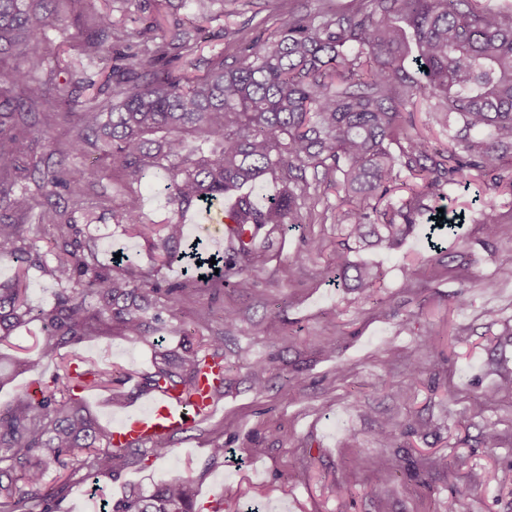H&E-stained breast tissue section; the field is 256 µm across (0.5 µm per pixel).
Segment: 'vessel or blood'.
Listing matches in <instances>:
<instances>
[{
    "instance_id": "vessel-or-blood-1",
    "label": "vessel or blood",
    "mask_w": 512,
    "mask_h": 512,
    "mask_svg": "<svg viewBox=\"0 0 512 512\" xmlns=\"http://www.w3.org/2000/svg\"><path fill=\"white\" fill-rule=\"evenodd\" d=\"M216 405L208 379H200L191 399L164 390L150 401L127 412L112 426V445L124 448L147 446L190 429L197 419L212 415Z\"/></svg>"
}]
</instances>
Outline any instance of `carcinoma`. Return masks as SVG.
I'll return each instance as SVG.
<instances>
[{"label": "carcinoma", "mask_w": 512, "mask_h": 512, "mask_svg": "<svg viewBox=\"0 0 512 512\" xmlns=\"http://www.w3.org/2000/svg\"><path fill=\"white\" fill-rule=\"evenodd\" d=\"M316 13L288 11L279 27L246 42L238 54L211 63L201 75L191 53L201 25L166 31L156 19L132 30L100 11L95 0H0V254L12 259V279L0 282V345L40 321L45 334L24 367L37 372L60 359L41 397L18 393L0 410V512H59L60 489L47 485L51 464L80 461L112 476L129 455L112 449L78 397L112 393V369L71 350L102 330L117 328L133 342L183 332L177 312L199 290L185 277L162 285V269L185 258L184 218L235 195L229 231L232 252L212 283L252 292L268 262L266 244L284 226L305 223L319 189L341 195L335 223L362 249H398L420 224L439 223L428 236L440 249L456 220L437 221V202L450 185L481 179L493 191L512 189V3L481 0H322ZM55 3L89 34L75 47L79 67L55 82L57 70L40 49ZM104 76L96 84L92 75ZM430 102L434 121L448 129L450 147L436 149L415 129L411 100ZM67 128L60 140L56 131ZM47 153L35 159L33 145ZM99 164L78 167L88 150ZM312 180H307V171ZM164 173L158 190L174 218L143 219L140 193L117 200L112 182L140 184ZM416 179L406 196L380 203L401 173ZM271 180L278 191L259 202L245 187ZM38 211L37 224L25 218ZM106 218L147 242L153 265L130 253L106 264L88 238V225ZM479 222L492 239L504 223L494 195L482 201ZM52 230L51 259L33 249L32 234ZM336 277L367 298L379 271L371 262L336 252ZM59 286L53 305L27 299L30 271ZM161 292L164 300H153ZM224 367V335L188 342L179 354L158 352L141 386L192 393L208 367ZM258 391L270 377L252 363ZM112 512H192L191 478L175 476L152 492L131 495Z\"/></svg>", "instance_id": "obj_1"}]
</instances>
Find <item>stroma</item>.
Wrapping results in <instances>:
<instances>
[{"instance_id": "1", "label": "stroma", "mask_w": 512, "mask_h": 512, "mask_svg": "<svg viewBox=\"0 0 512 512\" xmlns=\"http://www.w3.org/2000/svg\"><path fill=\"white\" fill-rule=\"evenodd\" d=\"M281 19L270 0H226L223 17L206 25L197 65L207 68L217 55L235 52L242 26L256 36ZM484 192L477 180L449 187L441 205L465 213L466 221L442 252L429 248L421 230L399 250L360 251L380 272L369 299L332 281L345 237L333 222L335 193L322 196L312 223L271 242L272 258L250 295L216 296L203 288L180 317L194 336L224 334L227 371L217 414L175 435L166 453L143 449L112 477L70 464L61 512H101L180 469L192 479L196 512H213L225 496L237 499L240 512H443L449 500L456 512H512V491L497 481L512 468V395L484 412L473 409L476 398L512 379V279L498 276L500 267L512 266V223L486 239L475 213V198ZM89 233L103 258L122 249L149 266L144 241L128 237L121 225L105 220ZM306 237L320 239L322 248L296 261ZM225 308L238 313L229 330L219 319ZM491 311L496 321H489ZM264 322L280 332V341L259 332ZM329 339L331 352L323 348ZM181 342L168 335L156 346L115 334L75 347L79 357L113 367L124 395L112 404L103 394L83 393L102 426L141 402L139 382L152 371L157 350L173 351ZM257 360L270 367L261 393L249 374ZM413 360L423 366L415 380L406 370ZM292 376L301 378V388L289 384ZM383 422L402 432L400 447L377 441ZM487 423L500 434L497 448L481 443ZM282 430L284 442L277 438ZM218 437L226 452L215 460L211 442ZM371 456L388 461L389 471L371 470ZM438 456L447 457L454 477L432 467ZM350 474L352 491L338 502L334 489Z\"/></svg>"}]
</instances>
